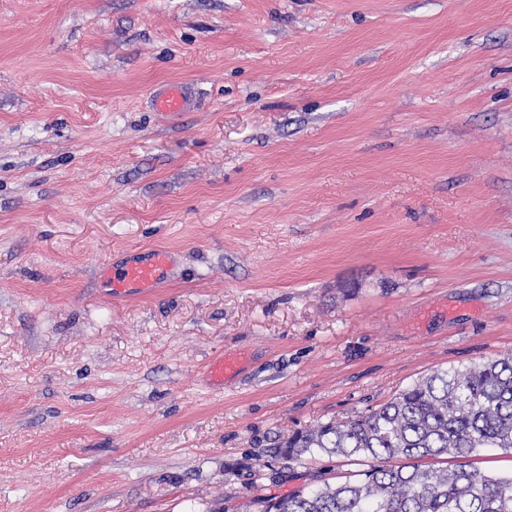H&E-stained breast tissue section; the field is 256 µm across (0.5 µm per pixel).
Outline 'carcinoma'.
Returning <instances> with one entry per match:
<instances>
[{
  "label": "carcinoma",
  "mask_w": 512,
  "mask_h": 512,
  "mask_svg": "<svg viewBox=\"0 0 512 512\" xmlns=\"http://www.w3.org/2000/svg\"><path fill=\"white\" fill-rule=\"evenodd\" d=\"M512 450V357L436 370L349 421L298 432L283 459L315 453L359 460L397 458L358 478L257 498L245 512H512V473L490 476L469 464L423 468L426 457L466 458Z\"/></svg>",
  "instance_id": "carcinoma-1"
}]
</instances>
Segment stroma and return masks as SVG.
Segmentation results:
<instances>
[{
    "instance_id": "stroma-1",
    "label": "stroma",
    "mask_w": 512,
    "mask_h": 512,
    "mask_svg": "<svg viewBox=\"0 0 512 512\" xmlns=\"http://www.w3.org/2000/svg\"><path fill=\"white\" fill-rule=\"evenodd\" d=\"M511 356L512 0H0V512L342 481L272 450ZM187 84L173 85L152 99L153 109L156 112H186L189 108ZM170 265L169 253L155 249L146 256L135 255L124 264L107 268L104 273L113 298L127 295L133 288H154ZM241 359L237 356H221L212 359L207 365L206 377L216 386L224 384V379L235 374L240 368Z\"/></svg>"
}]
</instances>
